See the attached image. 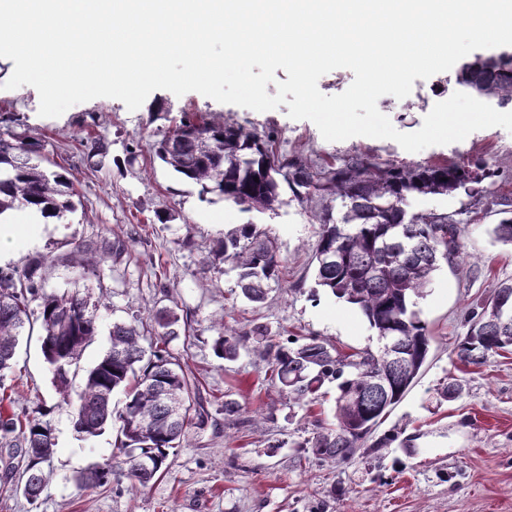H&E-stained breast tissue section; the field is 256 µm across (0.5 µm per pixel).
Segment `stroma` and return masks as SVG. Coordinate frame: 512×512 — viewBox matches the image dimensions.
Returning a JSON list of instances; mask_svg holds the SVG:
<instances>
[{"mask_svg":"<svg viewBox=\"0 0 512 512\" xmlns=\"http://www.w3.org/2000/svg\"><path fill=\"white\" fill-rule=\"evenodd\" d=\"M13 67L0 58V112L16 115L15 133L43 138L45 158L66 168L77 196L73 211L37 227L0 265L20 268L38 252L61 256L111 240L112 259L98 270L110 306L98 312L100 334L85 349L81 369L92 368L108 350L113 323L135 316L148 322L177 307L187 325L171 349L198 378L213 421L190 430L185 447L170 456L167 474L145 488L132 490L126 477L116 476L106 486L81 490L79 472L95 464L121 466L113 432L89 439L78 434L38 340L22 341L14 369L0 376V389L12 395L16 409L40 410L56 452L44 466L37 503L0 482V512H512V352L480 364L464 363L458 354L469 308L512 278V245L492 235L496 210L461 225L469 260L441 267L418 302L432 336L428 359L373 433L393 436V443L374 454L364 441L349 460H322L304 442L331 421L335 382L322 385L316 402L298 405L267 381V362L253 352L252 341H244L233 360L213 350L221 323L243 332L263 325L275 347L312 337L343 352L376 346L361 312L314 283L318 225L291 194L275 210L246 212L222 196L201 193L147 152L184 113L198 112L270 134L283 152L317 162L357 153L408 164L487 156L507 176L494 184L495 194L512 200V132L491 127L411 153L389 139L326 141L313 122L289 118L284 105L257 112L167 90L152 92L134 111L120 100L96 98L45 118L34 87L5 89ZM456 90L453 72H441L415 79L406 98L381 97L378 108L396 130L410 133ZM95 137L109 149L99 167L88 162L83 147ZM133 151L138 158L132 163ZM250 223L276 240L282 265L279 284L261 303L241 295L220 253L225 233ZM451 381L461 392L442 400L439 391ZM228 400L241 406L244 423L225 421Z\"/></svg>","mask_w":512,"mask_h":512,"instance_id":"stroma-1","label":"stroma"}]
</instances>
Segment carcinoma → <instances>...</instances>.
I'll list each match as a JSON object with an SVG mask.
<instances>
[{"label": "carcinoma", "instance_id": "1", "mask_svg": "<svg viewBox=\"0 0 512 512\" xmlns=\"http://www.w3.org/2000/svg\"><path fill=\"white\" fill-rule=\"evenodd\" d=\"M455 82L479 99L512 104V53L476 55L462 62ZM13 117L0 113V215L35 205L47 218L74 209L73 183L67 172L45 164L42 139L21 136L9 126ZM152 158L193 181L204 194L216 193L248 211H273L284 191L320 226L313 262L315 283L336 298L356 306L382 341L396 340L403 363L392 368L382 350L366 348L340 353L317 338L275 351L267 333L252 330L253 351L268 358L269 379L296 404L305 402L327 380L336 381L335 422L307 444L323 459L351 457L386 412L401 401L418 379L430 351L427 324L416 310L427 295L441 264L463 261L471 254L460 242L462 220L446 211L412 210L416 196H456L465 205L497 204L491 189L494 165L481 157L398 165L350 156L314 163L299 155H283L269 135L227 124H215L202 113L183 117L175 128L149 145ZM259 181H254V178ZM224 262L236 271V286L248 300L262 302L270 284L280 278L276 243L254 224L224 234ZM112 257V245L95 254L77 247L59 258L90 281ZM54 259L31 256L21 270L0 268V373L15 365L19 338L38 332L61 402L72 410L75 429L96 437L117 426L115 447L124 456L126 476L138 490L164 476L170 455L184 446L188 431L205 425L210 412L198 381L184 370L169 342L179 335L181 317L172 308L156 319L160 331L152 340L143 321L118 322L110 331V347L71 396L84 349L99 332L97 311L107 296L91 300L92 286L81 295L47 293L45 269ZM242 335L228 325L214 341V351L231 360ZM512 351V279L498 283L493 297L472 308L460 358L471 364L490 354ZM388 382L386 399L373 397L379 380ZM123 392L122 405L113 395ZM0 399V475L12 479L17 460L25 499L38 501L45 483L42 464L54 454L50 428L40 419L17 413ZM182 405L173 417L167 403ZM115 471L97 464L80 472L83 489L106 485Z\"/></svg>", "mask_w": 512, "mask_h": 512}]
</instances>
